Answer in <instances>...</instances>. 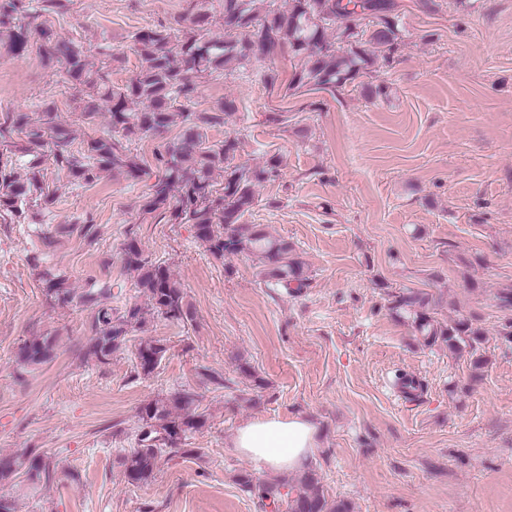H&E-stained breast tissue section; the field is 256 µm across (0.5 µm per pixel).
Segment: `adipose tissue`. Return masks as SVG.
Instances as JSON below:
<instances>
[{
	"instance_id": "ef3b65f1",
	"label": "adipose tissue",
	"mask_w": 512,
	"mask_h": 512,
	"mask_svg": "<svg viewBox=\"0 0 512 512\" xmlns=\"http://www.w3.org/2000/svg\"><path fill=\"white\" fill-rule=\"evenodd\" d=\"M233 448L260 468L272 472L301 469L317 446V429L303 416L266 417L241 426Z\"/></svg>"
}]
</instances>
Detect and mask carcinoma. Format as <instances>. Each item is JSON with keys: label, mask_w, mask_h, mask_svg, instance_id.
<instances>
[{"label": "carcinoma", "mask_w": 512, "mask_h": 512, "mask_svg": "<svg viewBox=\"0 0 512 512\" xmlns=\"http://www.w3.org/2000/svg\"><path fill=\"white\" fill-rule=\"evenodd\" d=\"M224 38H206L202 31L210 24L204 6H194L191 27L181 35L171 29L146 28L134 34L140 57L139 70L115 87L107 78L93 76L83 51L71 42L58 40L46 23L31 26L32 0H0V44L14 55L26 53L33 35H39V51L48 63L61 65L63 82L91 83L98 99L110 114L111 134L92 138L83 150L72 149L69 130L55 122L52 109L33 120L26 112H9L0 123V211L21 217L23 204L36 196L48 207L54 196L43 187V161L51 158L58 171L85 184L96 182L107 170H123L138 178L142 166L132 154L131 145L152 137L158 140L155 159L164 174L153 185L143 211L163 210L172 224H190L198 242L216 259L248 255L254 257L267 287L282 288L296 294L307 287L303 264L292 254L291 245L270 235L259 224H246L244 217L256 203L255 186L273 181L281 161L272 158L261 169L233 166L236 142L226 139L211 143L206 129L224 124L237 106L226 99L218 111L195 116L184 114L180 132L165 137L174 122L175 112L198 97L200 79L219 72L231 62L268 58L286 48L306 58V66L295 73L289 88L313 85L341 86L354 79L370 62L366 46H393L400 30L392 15L390 0H288V9L274 7L273 0H223ZM371 18L372 29L360 28V21ZM345 45L336 49L335 43ZM144 107L134 112L130 104ZM21 133L26 145L20 153L28 157V175L21 178L13 160L12 135ZM224 171V184L214 185V171ZM123 268L136 279V286L147 297L146 306H130L122 311L102 302L105 288H89L76 293L64 274L48 273L45 292L61 308L77 302L94 311L86 354L100 364L126 349L134 333L157 316L170 322L193 321V312L170 268L144 254L137 233L128 230L122 247ZM395 307L413 315L417 331L427 341L441 339L452 350L460 349L466 336L481 332L466 321L440 324L424 312L425 300L416 293L397 296ZM57 337L33 336L17 354V364L25 371L50 361ZM168 348L153 336L138 338L134 352V372L151 375L166 356ZM137 447L119 459L123 478L130 484L150 482L161 461L174 456L198 458L199 448L185 447L187 435L204 429L206 414L199 411L197 395L180 389L143 403L138 411ZM60 463L33 449L0 456V483L21 480L29 491L53 481ZM236 482L257 500L261 512H351L348 503L327 499L313 471L303 473L296 482L261 481L248 472Z\"/></svg>", "instance_id": "1"}]
</instances>
